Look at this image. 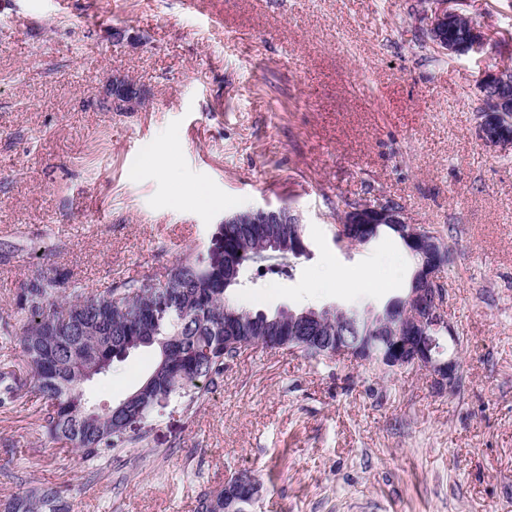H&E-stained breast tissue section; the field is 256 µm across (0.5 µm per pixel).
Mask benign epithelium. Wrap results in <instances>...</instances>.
Returning a JSON list of instances; mask_svg holds the SVG:
<instances>
[{
    "label": "benign epithelium",
    "mask_w": 512,
    "mask_h": 512,
    "mask_svg": "<svg viewBox=\"0 0 512 512\" xmlns=\"http://www.w3.org/2000/svg\"><path fill=\"white\" fill-rule=\"evenodd\" d=\"M458 0H434L435 6L423 17V28L430 43L440 52L456 54L484 49L489 34L479 24L472 22L465 43L459 45L448 39V26L463 16L451 7ZM132 86L123 78H112L111 89L99 104L124 112L132 105ZM512 108V98L504 95L500 106L480 113L478 136L483 144L495 151L507 153L512 150V134L507 129L512 118L505 108ZM243 220L252 224H287L289 213L273 211L266 206H257L243 212ZM392 224L398 234L409 245L417 261L416 279L407 297L389 303L377 314L372 336H350L342 328L355 323V317L341 310L336 315V348L329 351L330 358L349 357L364 365H373L383 373L407 367H424L435 376L440 387H453L457 382V363L450 358L442 361L435 348L438 331L448 332L453 341H458L454 327L448 322V289L445 288L443 272L450 261L448 248L439 234L423 224H413L405 207L392 209L386 206H358L348 210L343 223L337 225L338 244L348 247L370 241L377 234L378 225Z\"/></svg>",
    "instance_id": "obj_1"
}]
</instances>
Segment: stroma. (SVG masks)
Instances as JSON below:
<instances>
[{"mask_svg": "<svg viewBox=\"0 0 512 512\" xmlns=\"http://www.w3.org/2000/svg\"><path fill=\"white\" fill-rule=\"evenodd\" d=\"M432 0H0V316L33 271L84 287L169 267L224 214L288 205L309 255L292 277L242 272L254 310L382 309L412 262L382 232L341 248L343 200L400 201L450 245L443 358L383 374L259 347L194 411L166 408L147 439L84 461L44 438L34 392L0 409V499L68 488L71 512H195L231 475L263 486L253 512H512V153L477 136L479 82L512 67V0H462L490 41L465 56L422 46ZM134 112L95 105L113 75ZM170 150L169 174L146 164ZM198 188V199L182 197ZM368 269L392 288L335 287ZM155 354L89 384L123 398Z\"/></svg>", "mask_w": 512, "mask_h": 512, "instance_id": "stroma-1", "label": "stroma"}]
</instances>
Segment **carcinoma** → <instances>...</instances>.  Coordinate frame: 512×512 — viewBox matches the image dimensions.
<instances>
[{"label":"carcinoma","instance_id":"1","mask_svg":"<svg viewBox=\"0 0 512 512\" xmlns=\"http://www.w3.org/2000/svg\"><path fill=\"white\" fill-rule=\"evenodd\" d=\"M264 238L260 224H215L207 249L182 254L160 276L143 274L103 291L67 273L39 271L15 292L13 316L0 318V338L19 346L28 369L26 379L0 370V408L32 389L43 403V434L95 461L143 444L146 436L133 424L149 417L159 400L186 411L202 405L224 365L238 356L235 345L311 350L308 339L280 332L293 310L250 311L229 298L234 285L224 281L225 254H239L242 269L295 257L264 252ZM140 348L154 349L156 359L139 386L108 406L89 402L85 377L111 376ZM63 493L60 485L37 484L1 499L0 512H66ZM196 512H224V489L202 494Z\"/></svg>","mask_w":512,"mask_h":512}]
</instances>
